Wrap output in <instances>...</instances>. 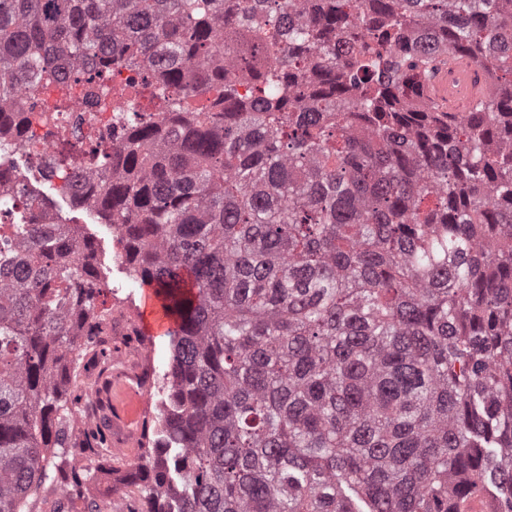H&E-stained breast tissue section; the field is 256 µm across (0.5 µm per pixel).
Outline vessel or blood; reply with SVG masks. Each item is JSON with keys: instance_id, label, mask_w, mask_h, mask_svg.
Returning <instances> with one entry per match:
<instances>
[{"instance_id": "b4317fda", "label": "vessel or blood", "mask_w": 512, "mask_h": 512, "mask_svg": "<svg viewBox=\"0 0 512 512\" xmlns=\"http://www.w3.org/2000/svg\"><path fill=\"white\" fill-rule=\"evenodd\" d=\"M423 97L443 112H466L484 99L487 89L476 76L472 63H462L452 55L442 56L436 71L424 81ZM458 512H493L494 503L488 492H472L458 500Z\"/></svg>"}]
</instances>
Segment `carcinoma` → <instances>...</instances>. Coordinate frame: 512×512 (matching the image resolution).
Wrapping results in <instances>:
<instances>
[{
	"label": "carcinoma",
	"instance_id": "1",
	"mask_svg": "<svg viewBox=\"0 0 512 512\" xmlns=\"http://www.w3.org/2000/svg\"><path fill=\"white\" fill-rule=\"evenodd\" d=\"M354 2L0 0V115L66 62L187 86L86 199L178 322L148 512L512 503V0ZM448 52L491 86L464 114L420 93ZM2 249L0 512H33L105 285L70 224ZM457 512H494V503L488 492L481 490L476 492L475 488L472 493L456 504Z\"/></svg>",
	"mask_w": 512,
	"mask_h": 512
}]
</instances>
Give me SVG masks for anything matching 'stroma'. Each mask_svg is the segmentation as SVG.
Here are the masks:
<instances>
[{"label": "stroma", "instance_id": "1", "mask_svg": "<svg viewBox=\"0 0 512 512\" xmlns=\"http://www.w3.org/2000/svg\"><path fill=\"white\" fill-rule=\"evenodd\" d=\"M42 190L62 221L93 243L97 274L107 289L98 346L77 358L62 386L89 446L59 457L34 512H147L137 484L150 479L144 465L159 454L170 338L142 328L143 288L102 211L50 185Z\"/></svg>", "mask_w": 512, "mask_h": 512}]
</instances>
